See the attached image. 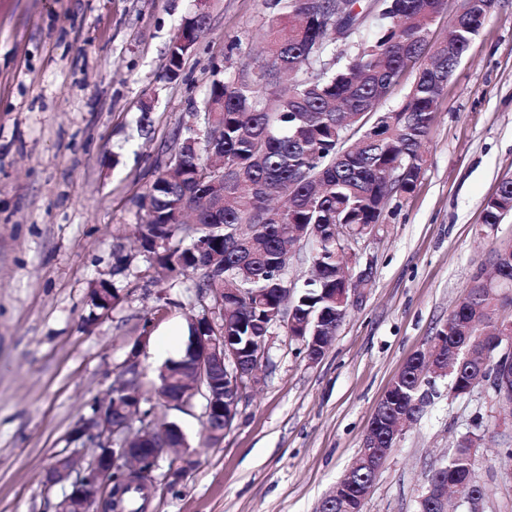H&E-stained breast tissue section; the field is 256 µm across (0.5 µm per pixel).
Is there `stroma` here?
I'll return each instance as SVG.
<instances>
[{
  "label": "stroma",
  "mask_w": 512,
  "mask_h": 512,
  "mask_svg": "<svg viewBox=\"0 0 512 512\" xmlns=\"http://www.w3.org/2000/svg\"><path fill=\"white\" fill-rule=\"evenodd\" d=\"M209 24L181 76L170 47L197 8ZM269 17L263 0H0V512H55L68 484L44 488L55 456L94 449L75 427L107 398L138 351L145 398L166 361L167 331L204 308L199 272L157 279L135 228L139 200L189 132L215 66L254 67ZM412 194L393 196L371 260L323 356L309 360L284 326L271 338L219 444L202 443V396L158 421L178 423L197 466L178 484L159 459L148 512H316L354 462L375 408L405 360L425 350L512 214L482 223L485 201L512 178V0H500L444 89ZM107 283L116 298L95 304ZM482 416L475 450L482 512H512V416L491 389L434 396L398 437L362 512H419L431 468Z\"/></svg>",
  "instance_id": "obj_1"
}]
</instances>
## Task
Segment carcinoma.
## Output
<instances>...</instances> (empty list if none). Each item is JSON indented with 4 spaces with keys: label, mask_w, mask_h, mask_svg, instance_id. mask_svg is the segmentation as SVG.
I'll return each mask as SVG.
<instances>
[{
    "label": "carcinoma",
    "mask_w": 512,
    "mask_h": 512,
    "mask_svg": "<svg viewBox=\"0 0 512 512\" xmlns=\"http://www.w3.org/2000/svg\"><path fill=\"white\" fill-rule=\"evenodd\" d=\"M347 0L349 17L358 21L352 37L343 40L328 23L333 0H271L273 15L259 39L262 56L256 69L263 84L246 82L245 71L212 82L204 101L205 138L211 148L200 152L192 137L183 139L167 169L145 197L154 223L139 225L142 248L154 254L157 274L192 268L201 272V295H214L213 283L229 277V286L254 289L251 300L224 295L220 334L248 337L270 331L269 313L279 305L275 262L292 253L290 225L311 226L323 238L313 259L314 278L293 293L291 307L301 323L320 320L319 335L334 336L348 306L337 297L339 279L349 270L346 232L384 221L387 198L414 188L416 170L426 159L423 145L433 126L438 101L456 67L470 50L494 12L496 0H473L471 11L452 20L448 39L433 40V28L444 0ZM194 47L173 41L167 76H180ZM416 71L403 111L410 121L386 122L380 137L367 139L354 152L341 156L340 137L346 126L362 121L359 114L375 112L401 74ZM200 209L199 223L212 224L221 238L216 252L188 257L168 247L176 235L175 214ZM512 213V178L502 180L484 204L483 224L493 229ZM502 283L487 288L472 280L459 305L448 315V329L432 340L442 348L433 362L448 359V346L464 336L504 303L512 304V244L493 250ZM190 350L160 370L154 392L166 403L177 400V376L190 368ZM417 365L407 363L393 379V400L387 415L411 409L418 384ZM482 435L458 441L455 452L431 470L433 481L458 484L463 491L481 487L474 448ZM112 494L104 501L110 512H146L143 486L154 483L145 466L129 474L119 468L108 475Z\"/></svg>",
    "instance_id": "obj_1"
}]
</instances>
